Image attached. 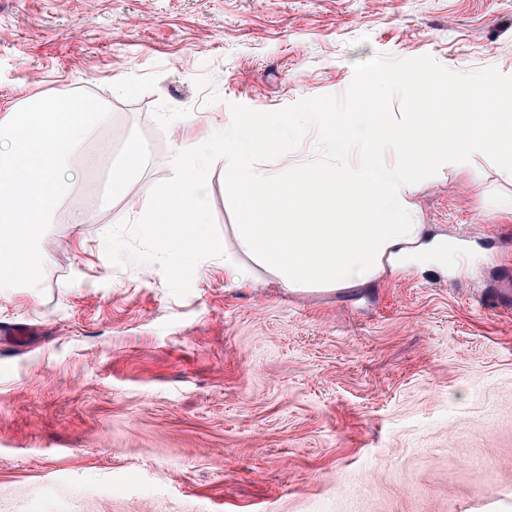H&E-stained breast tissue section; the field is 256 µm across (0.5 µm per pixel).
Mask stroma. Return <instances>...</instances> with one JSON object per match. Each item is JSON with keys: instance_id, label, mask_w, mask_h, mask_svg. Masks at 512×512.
Returning a JSON list of instances; mask_svg holds the SVG:
<instances>
[{"instance_id": "1", "label": "stroma", "mask_w": 512, "mask_h": 512, "mask_svg": "<svg viewBox=\"0 0 512 512\" xmlns=\"http://www.w3.org/2000/svg\"><path fill=\"white\" fill-rule=\"evenodd\" d=\"M378 55L512 75V0H0V114L77 90L110 110L72 158L40 287L0 289V327L31 329L0 336V512H512V174L485 155L405 197L473 250L451 269L283 287L237 246L220 159L206 196L247 282L208 258L178 298L158 264L106 256L230 104L341 95Z\"/></svg>"}]
</instances>
